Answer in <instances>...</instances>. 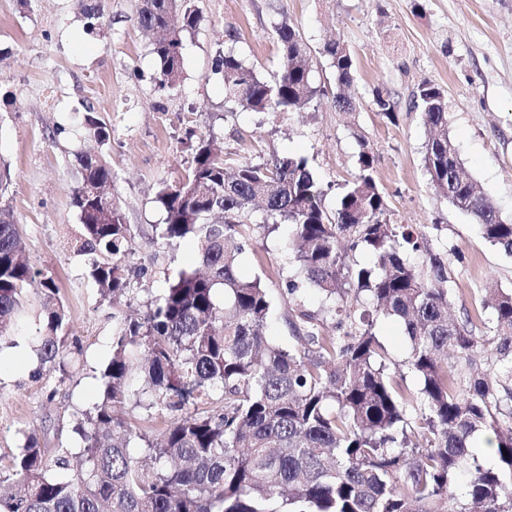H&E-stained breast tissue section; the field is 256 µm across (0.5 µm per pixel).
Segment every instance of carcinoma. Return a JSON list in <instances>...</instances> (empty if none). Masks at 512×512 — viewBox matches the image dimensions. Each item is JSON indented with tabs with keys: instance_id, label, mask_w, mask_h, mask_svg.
Here are the masks:
<instances>
[{
	"instance_id": "carcinoma-1",
	"label": "carcinoma",
	"mask_w": 512,
	"mask_h": 512,
	"mask_svg": "<svg viewBox=\"0 0 512 512\" xmlns=\"http://www.w3.org/2000/svg\"><path fill=\"white\" fill-rule=\"evenodd\" d=\"M81 12L91 27L102 18L99 0H81ZM199 19L194 0H141L136 22L154 35L160 88L178 83L182 36ZM274 35L280 70L273 80L231 51L216 56L212 71L225 99L246 110L301 112L320 93L308 46L285 20ZM322 54L334 71L336 108L353 110L351 53L336 38ZM373 97L377 111L394 119L389 93L377 89ZM413 106L430 132L431 184L487 243L512 256V219L467 172L443 89L421 83ZM84 120L99 142L109 139L94 112ZM79 162V224L69 245L115 303L148 269L127 264L134 237L105 191L111 164L96 154ZM323 196L306 157L232 164L199 139L185 176L157 192L165 218L151 230L166 252L194 242L205 272L166 277L164 292L137 318L112 313V356L98 400L73 426L77 447L44 448L27 434L0 468V512H512V291L489 282L475 305L491 308V318L468 311L448 318V261L426 234L389 222L371 152L359 155L334 215ZM257 202L256 228L283 230L294 253L286 287L295 307L285 316L294 342L286 348L266 336L274 304L265 284L238 273L241 228L253 223ZM360 252L372 262L360 264ZM35 282L36 354L40 365L64 371L81 349L69 341L58 288L33 266L14 212L1 205L0 340L11 336ZM306 286L321 296L315 311L302 304ZM381 316L403 326L409 356L401 365L376 335ZM327 324L330 334L322 332ZM405 368L419 381L415 392L397 382ZM216 392L223 406L203 409ZM133 398L168 415L152 440L114 414ZM481 433L495 437L494 467L473 449Z\"/></svg>"
}]
</instances>
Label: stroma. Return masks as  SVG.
<instances>
[{
	"label": "stroma",
	"mask_w": 512,
	"mask_h": 512,
	"mask_svg": "<svg viewBox=\"0 0 512 512\" xmlns=\"http://www.w3.org/2000/svg\"><path fill=\"white\" fill-rule=\"evenodd\" d=\"M103 17L87 29L78 0H0V160L10 182L0 203L10 206L36 268L52 275L79 339L78 364L39 367L31 348L35 316L0 349V459L18 451L21 430L42 432L47 448L70 447L76 412L99 396L97 377L111 357L112 307L84 274L66 241L78 224L73 191L81 182L78 155H105L111 191L135 238L130 261L151 275L120 308L144 313L166 286V271L198 267L193 243L155 261L152 225L164 215L155 201L161 183H176L197 136L210 137L231 162L294 153L308 158L335 212L358 169L361 149L375 157V176L391 223L429 231L435 251L458 248L452 264L451 313L462 318L473 292L487 282L512 289V258L484 241L471 218L431 186L423 164L427 131L412 98L428 81L445 91L451 132L466 169L512 218V0H195L202 19L183 39L175 88L161 89L151 40L136 24L140 0H101ZM293 24L310 49L321 93L313 107L287 116L250 112L224 97L214 57L232 50L263 76L277 72L272 30ZM340 36L354 57V109L339 111L334 76L320 50ZM396 104L387 119L373 104L375 88ZM93 109L111 133L96 141L83 124ZM250 247L238 272L260 277L275 306L268 336L288 346L285 283L291 263L278 233L248 227Z\"/></svg>",
	"instance_id": "1"
}]
</instances>
